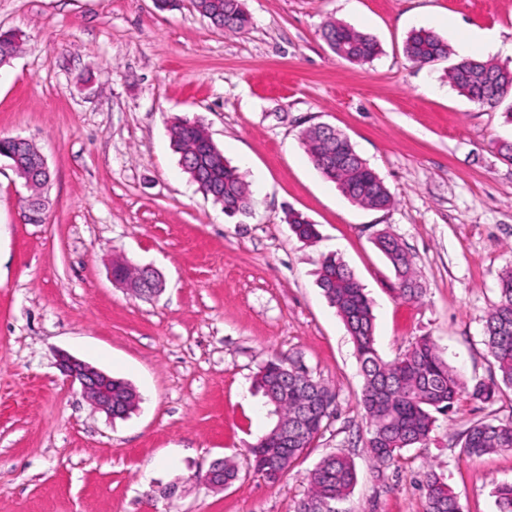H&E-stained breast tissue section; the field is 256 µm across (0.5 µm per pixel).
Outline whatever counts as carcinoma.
Masks as SVG:
<instances>
[{
  "label": "carcinoma",
  "instance_id": "1",
  "mask_svg": "<svg viewBox=\"0 0 512 512\" xmlns=\"http://www.w3.org/2000/svg\"><path fill=\"white\" fill-rule=\"evenodd\" d=\"M193 7L218 30L242 32L250 24L242 0H193ZM323 37L337 56L353 64L370 62L380 53V44L373 35L342 21L328 22ZM21 46L16 34H0V68L9 66ZM404 54L410 61L425 65L448 58L449 50L438 34L418 29L407 37ZM448 82L469 101L496 108L512 92V71L489 60L462 58L448 67ZM203 131L204 125L195 119L176 117L171 122L170 142L183 170L199 189L224 206V213L248 214L253 206L249 183L218 147L209 150L201 146ZM302 141L313 165L336 183L347 199L373 210L391 206L389 189L364 159L344 165L330 161V148L348 155L353 149L351 142L329 143L317 127L305 131ZM288 224L301 240L311 241L318 236L316 225L300 214L289 215ZM377 246L394 269L400 295L407 300L418 299L422 288L397 238L386 233L378 238ZM318 285L353 340L363 376L360 402L371 426L367 448L379 463L391 464L404 451L425 442L435 423L434 413L449 412L463 395L491 403L501 387L512 388V269L500 277V300L484 320L485 345L500 379L477 381L470 386L448 366L428 336L416 340L395 360H383L375 346L372 302L341 260L329 257L323 261ZM255 383L266 398L271 423L248 452L255 472L274 482L321 433L331 416L336 393L307 373L292 374L285 358L268 361ZM139 401L131 384L112 382V409L117 418L129 416ZM511 449L512 425L487 421L472 425L462 443V453L468 457ZM355 481V469L346 456L324 457L308 474V490L297 502L296 512H333L336 503L349 496ZM424 489L426 512H462L455 493L441 475L425 473ZM493 494L499 512H512V483L497 485Z\"/></svg>",
  "mask_w": 512,
  "mask_h": 512
}]
</instances>
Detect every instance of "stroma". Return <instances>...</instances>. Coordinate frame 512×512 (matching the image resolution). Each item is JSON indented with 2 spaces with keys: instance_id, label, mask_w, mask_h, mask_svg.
Returning <instances> with one entry per match:
<instances>
[{
  "instance_id": "stroma-1",
  "label": "stroma",
  "mask_w": 512,
  "mask_h": 512,
  "mask_svg": "<svg viewBox=\"0 0 512 512\" xmlns=\"http://www.w3.org/2000/svg\"><path fill=\"white\" fill-rule=\"evenodd\" d=\"M241 33L215 29L182 0H0V30L23 41L0 69V137L32 140L51 189L46 220L26 223V190L0 167V512H294L326 455L349 457L356 483L340 512H425L434 470L462 512H499L512 451L469 458L474 423H512V389L462 400L426 442L376 464L360 405L363 377L346 328L316 272L343 261L373 302L387 361L430 337L467 383L498 371L483 319L512 268V143L505 107L449 86L450 61L403 52L417 18L455 44L458 30L512 43V0H242ZM374 35L366 64L338 57L328 19ZM197 117L245 170L251 216H228L184 172L173 117ZM347 136L394 203L350 202L313 166L303 129ZM316 224L297 239L289 213ZM395 234L423 289L408 301L375 245ZM157 271L140 298L112 281L113 261ZM68 353L130 382L142 401L110 420L56 365ZM300 362L336 393L321 434L277 482L247 449L269 427L252 388L267 360ZM236 463L224 489L203 476Z\"/></svg>"
}]
</instances>
